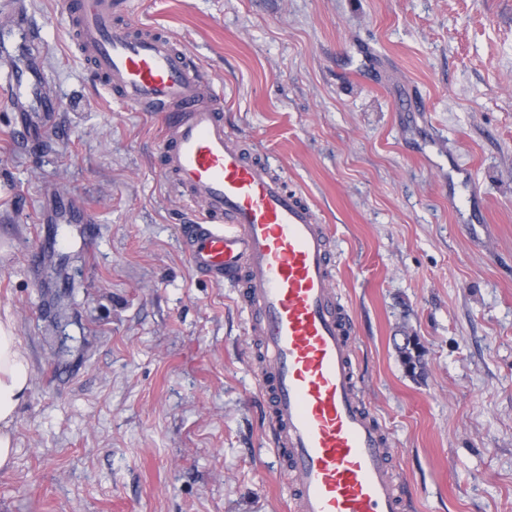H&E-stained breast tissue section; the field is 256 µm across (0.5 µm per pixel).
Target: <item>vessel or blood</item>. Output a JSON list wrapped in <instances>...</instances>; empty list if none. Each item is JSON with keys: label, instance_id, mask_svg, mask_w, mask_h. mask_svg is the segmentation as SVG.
I'll return each mask as SVG.
<instances>
[{"label": "vessel or blood", "instance_id": "b4317fda", "mask_svg": "<svg viewBox=\"0 0 512 512\" xmlns=\"http://www.w3.org/2000/svg\"><path fill=\"white\" fill-rule=\"evenodd\" d=\"M11 42L31 23L21 0H0ZM129 0H71L75 45L107 92L163 115L160 160L170 189L201 205L183 228L191 267L238 288L260 363L255 379L294 512H404L392 444L365 409L350 321L336 298L335 251L315 210L270 163L224 128L220 92L166 35L125 22ZM19 136L38 141L59 109L42 55L0 76Z\"/></svg>", "mask_w": 512, "mask_h": 512}]
</instances>
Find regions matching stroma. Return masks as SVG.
I'll return each mask as SVG.
<instances>
[{"mask_svg":"<svg viewBox=\"0 0 512 512\" xmlns=\"http://www.w3.org/2000/svg\"><path fill=\"white\" fill-rule=\"evenodd\" d=\"M26 5L60 110L36 146L0 101V313L32 372L0 512H289L246 314L185 255L200 213L165 182L160 113L94 80L68 0ZM128 20L196 60L226 130L320 213L410 512H512V0H133Z\"/></svg>","mask_w":512,"mask_h":512,"instance_id":"1","label":"stroma"}]
</instances>
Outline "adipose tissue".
<instances>
[{"instance_id": "1", "label": "adipose tissue", "mask_w": 512, "mask_h": 512, "mask_svg": "<svg viewBox=\"0 0 512 512\" xmlns=\"http://www.w3.org/2000/svg\"><path fill=\"white\" fill-rule=\"evenodd\" d=\"M30 361L15 334L12 319H0V469L16 456L14 422L31 389Z\"/></svg>"}]
</instances>
